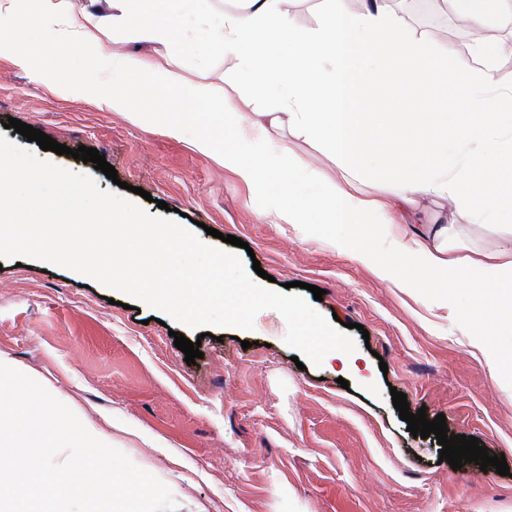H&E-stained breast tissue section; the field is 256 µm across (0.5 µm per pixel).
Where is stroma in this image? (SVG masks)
<instances>
[{
    "mask_svg": "<svg viewBox=\"0 0 512 512\" xmlns=\"http://www.w3.org/2000/svg\"><path fill=\"white\" fill-rule=\"evenodd\" d=\"M169 24L186 80L219 94L234 89L240 111H252L257 94L235 61L199 50L191 18ZM450 25L446 14L434 25L416 16L411 32L434 48L452 47L449 65L470 63L467 40L449 36ZM76 72L124 79L66 49L51 80L38 84L0 56V134L36 149L6 128L12 117L71 149L95 148L116 179L66 155L42 157L92 174L104 191L122 181L143 188L147 214L168 203L173 221L206 244L221 246L225 234L248 242L238 255L245 268L257 263L273 276L271 290L307 283L302 296L325 319L355 323L356 367L297 368L287 323L272 309L257 314L253 330L214 327L204 337L145 304L123 308L124 294L82 274L27 258L0 260V358L164 482L177 512H512V478L492 466L440 462L436 438L413 437L390 395L402 391L428 418L445 415L450 434L478 438L512 467V379L494 380L455 324L468 297L448 287L447 307H434L432 289L410 295L331 246V227L305 233L278 223L259 193L193 148L194 132L173 138L64 91ZM271 141L312 169L335 168L317 142L289 130L272 132ZM210 227L217 236L207 235ZM315 286L322 300H314ZM177 331L199 342L203 359L187 365Z\"/></svg>",
    "mask_w": 512,
    "mask_h": 512,
    "instance_id": "obj_1",
    "label": "stroma"
}]
</instances>
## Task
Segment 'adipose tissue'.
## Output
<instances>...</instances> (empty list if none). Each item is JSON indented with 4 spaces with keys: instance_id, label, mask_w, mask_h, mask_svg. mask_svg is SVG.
<instances>
[{
    "instance_id": "adipose-tissue-1",
    "label": "adipose tissue",
    "mask_w": 512,
    "mask_h": 512,
    "mask_svg": "<svg viewBox=\"0 0 512 512\" xmlns=\"http://www.w3.org/2000/svg\"><path fill=\"white\" fill-rule=\"evenodd\" d=\"M393 2L327 0L321 25L306 32L281 11L280 0H249L247 13L220 20L202 14L200 0H88L78 13L62 0H39L53 40L33 53L16 46L22 0H0V54L42 83L57 49L90 51L129 80L113 85L78 76L75 88L100 108L171 137L198 129L194 148L264 194L280 223L306 225L316 217L338 225L333 247L407 292L452 282L472 298L457 327L496 378L508 369L495 333L512 328V241L468 250L458 229L512 212V85L500 83L489 64L477 73L449 67L447 52L409 37ZM448 3L469 21L475 55L497 56L512 44L501 23L512 0ZM182 12L196 15L200 48L234 58L273 107L243 112L232 93L219 97L208 84L186 85L175 70L173 34L161 20ZM108 25L130 31L151 53L112 50L97 36ZM283 126L319 142L335 174L307 170L287 146L268 149L271 130ZM364 174L388 184L390 194L363 192ZM429 198L445 204L437 223H406L411 206Z\"/></svg>"
}]
</instances>
